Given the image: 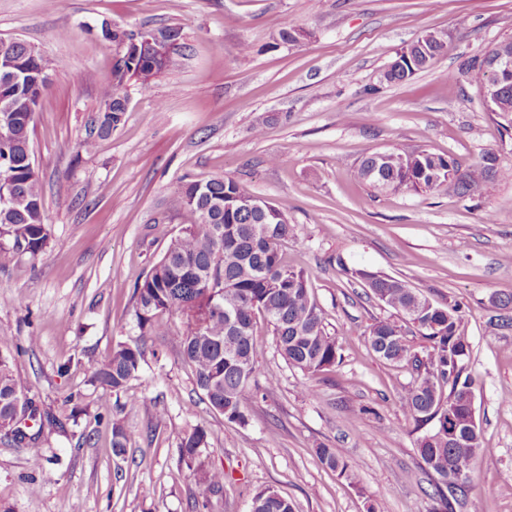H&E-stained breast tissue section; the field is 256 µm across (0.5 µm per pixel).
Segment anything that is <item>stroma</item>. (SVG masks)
<instances>
[{
  "mask_svg": "<svg viewBox=\"0 0 512 512\" xmlns=\"http://www.w3.org/2000/svg\"><path fill=\"white\" fill-rule=\"evenodd\" d=\"M107 25L180 27L181 57L149 82H128L123 125L87 153L79 144L117 56ZM289 28L302 31L299 43L280 40ZM427 31L446 34L445 54L386 83L397 52ZM510 37L512 0H0V38L57 64L31 134L50 236L37 259L0 268V352L14 356L26 396L59 421L44 431L39 468L0 432V512H192L194 479L178 448L198 425L209 466L224 471L218 512H250L267 487L296 512H443L419 452L429 428L403 406L411 373L368 342L370 325L392 311L366 297L356 269L460 304L490 449L464 512H512V329L498 326L493 304L512 293V116L489 112L460 73ZM400 145L464 169L492 153L503 174L488 198L385 193L359 179L366 155ZM224 176L286 214L293 232L281 251L309 274L342 354L332 371L303 376L257 320V355L278 383L249 394L244 426L197 389L181 361V320L144 338L133 312L137 282L181 227L182 185ZM138 337L139 378L120 395L104 391L95 369ZM116 419L132 435L120 458ZM322 445L356 465L358 487L321 464Z\"/></svg>",
  "mask_w": 512,
  "mask_h": 512,
  "instance_id": "obj_1",
  "label": "stroma"
}]
</instances>
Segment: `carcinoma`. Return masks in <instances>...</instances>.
<instances>
[{
	"instance_id": "carcinoma-1",
	"label": "carcinoma",
	"mask_w": 512,
	"mask_h": 512,
	"mask_svg": "<svg viewBox=\"0 0 512 512\" xmlns=\"http://www.w3.org/2000/svg\"><path fill=\"white\" fill-rule=\"evenodd\" d=\"M446 39L418 47L407 45L396 54L385 81L397 84L429 68L445 51ZM179 51L157 59L148 51L137 58H121L112 80L103 85L104 108L92 120V128L80 147L91 151L96 138L116 130L126 114V85L143 72L156 74L178 63ZM30 75L9 86L14 111L0 131V191L11 197L0 205V267L20 255L34 258L48 240L41 185L30 149L33 113L25 110L36 77L60 63L42 58L29 60ZM462 74L483 87L487 82L485 59H473ZM497 157L486 154L477 164L461 169L451 156L422 148H394L366 156L358 176L378 191H429L458 195L490 196L498 180ZM188 202L181 205L180 233L168 244L161 259L134 288V316L139 328L153 335L167 331L159 315L168 313L185 320L180 336V354L192 369L195 384L214 411L228 421L245 425L248 410L245 397L250 385L268 389L276 379L265 374L257 358L253 339L256 319L272 326L276 352L291 367L307 376L327 372L341 361L336 338L326 332L321 310L311 291L308 275L288 267L280 242L288 237L290 224L285 213L270 202L259 209L244 206L248 193L231 177L191 181L182 186ZM375 298L392 309L398 319H380L369 330L372 350L396 365H410L416 376L404 398V408L417 422L440 412L432 430L419 443L424 463L436 476L435 491L448 510L463 507L468 481L476 461L489 449L481 446L465 425L456 405L465 390L473 387L464 375L470 343L462 330L457 304H438L404 282L386 275L357 270ZM412 326L427 343L422 358L405 338L403 324ZM144 351L137 341L119 342L98 366L94 380L104 390L120 393L137 378ZM39 408L24 394L14 369V359L0 352V430L16 442H27L29 460L42 466L44 451L39 437L26 438L19 430L21 420L34 418ZM458 426L457 440L448 441V425ZM130 434L112 423V449L126 452ZM207 432L202 427L184 437L179 446L181 459L194 472V508L214 512L223 497L224 471L212 469L202 459ZM321 463L358 487L353 463L335 448L317 449ZM465 482L457 485V475ZM251 512H295L293 502L273 489L258 491Z\"/></svg>"
}]
</instances>
